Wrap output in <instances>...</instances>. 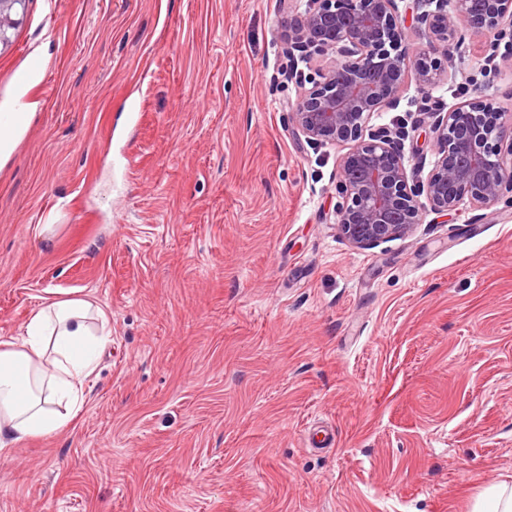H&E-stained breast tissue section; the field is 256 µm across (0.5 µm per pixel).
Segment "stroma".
Listing matches in <instances>:
<instances>
[{"label":"stroma","instance_id":"35a3bbf8","mask_svg":"<svg viewBox=\"0 0 512 512\" xmlns=\"http://www.w3.org/2000/svg\"><path fill=\"white\" fill-rule=\"evenodd\" d=\"M305 6L26 0L0 113L29 52L49 89L0 165V337L86 294L112 335L73 429L0 458V512H469L512 475V204L352 246L346 148L292 121ZM450 55L373 126L512 113L511 30ZM311 421L335 448L305 447Z\"/></svg>","mask_w":512,"mask_h":512}]
</instances>
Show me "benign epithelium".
<instances>
[{"label":"benign epithelium","instance_id":"1","mask_svg":"<svg viewBox=\"0 0 512 512\" xmlns=\"http://www.w3.org/2000/svg\"><path fill=\"white\" fill-rule=\"evenodd\" d=\"M432 58L405 40L398 0H307L283 23L294 59L329 56L313 74L298 71L292 107L297 133L313 144L345 143L339 161L336 226L353 245H377L406 234L425 212L448 215L465 203L492 207L512 193V114L490 112L475 97L448 111L423 113L419 127L437 148L426 177L412 179L401 150L405 127L372 128L373 116L395 108L404 85L421 91L448 78V43L474 31L512 26V0H410ZM25 0H0V43Z\"/></svg>","mask_w":512,"mask_h":512}]
</instances>
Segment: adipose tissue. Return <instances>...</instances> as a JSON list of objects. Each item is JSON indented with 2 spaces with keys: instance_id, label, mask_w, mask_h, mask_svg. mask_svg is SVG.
Masks as SVG:
<instances>
[{
  "instance_id": "adipose-tissue-1",
  "label": "adipose tissue",
  "mask_w": 512,
  "mask_h": 512,
  "mask_svg": "<svg viewBox=\"0 0 512 512\" xmlns=\"http://www.w3.org/2000/svg\"><path fill=\"white\" fill-rule=\"evenodd\" d=\"M110 334L107 312L74 297L40 306L21 337L0 339V451L69 430Z\"/></svg>"
}]
</instances>
